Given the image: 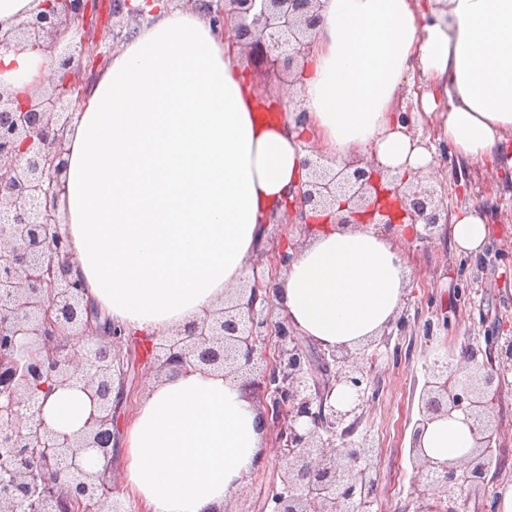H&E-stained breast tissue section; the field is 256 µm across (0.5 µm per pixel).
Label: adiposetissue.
I'll use <instances>...</instances> for the list:
<instances>
[{
	"mask_svg": "<svg viewBox=\"0 0 512 512\" xmlns=\"http://www.w3.org/2000/svg\"><path fill=\"white\" fill-rule=\"evenodd\" d=\"M144 19L89 88L67 134L59 204L82 278L102 314L161 337L236 287L265 215L306 179L317 138L329 165L374 156L421 174L435 150L392 107L418 83L417 115L457 158L512 170V0H322L313 47L295 76L308 124L263 111L235 54L198 10L132 0ZM49 66L37 50L0 48V86L25 95ZM480 209L452 214L451 246L482 251ZM409 271L372 225L317 224L281 280L290 323L322 348H355L394 321ZM49 429L84 428L76 389L38 394ZM462 412L430 423L426 456L475 445ZM260 416L239 382L207 370L153 384L126 433L125 481L152 512H215L263 454Z\"/></svg>",
	"mask_w": 512,
	"mask_h": 512,
	"instance_id": "1",
	"label": "adipose tissue"
}]
</instances>
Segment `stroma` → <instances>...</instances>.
<instances>
[{"label": "stroma", "mask_w": 512, "mask_h": 512, "mask_svg": "<svg viewBox=\"0 0 512 512\" xmlns=\"http://www.w3.org/2000/svg\"><path fill=\"white\" fill-rule=\"evenodd\" d=\"M433 168L442 184L463 186L450 191L449 211L481 206L491 228V242L478 255L457 253L446 231L420 242L394 237L409 269V284L392 324L388 342L374 343L365 362L371 386L359 435L368 436L377 457L371 475L378 487L373 512H417L409 460L418 401L437 358H456L470 348L486 350L489 337L512 338V173L502 174L455 156L436 155ZM130 376L120 423L130 426L143 394L160 377L135 354H128ZM492 406L491 421L500 432L499 460L493 482L512 481V362ZM276 427L264 435L265 457L252 470L246 487L232 501L234 512H271L270 486L277 479Z\"/></svg>", "instance_id": "1"}]
</instances>
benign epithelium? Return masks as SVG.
Segmentation results:
<instances>
[{
  "mask_svg": "<svg viewBox=\"0 0 512 512\" xmlns=\"http://www.w3.org/2000/svg\"><path fill=\"white\" fill-rule=\"evenodd\" d=\"M201 2L219 33L234 22L227 41L262 66L305 58L320 23V0ZM111 3L114 17L141 16L131 0ZM95 5L46 0L36 14L7 29L0 25V48L30 46L55 65L23 98L0 87V512H118L109 470L118 440L114 421L126 393L124 333L88 299L82 279L71 277L73 253L59 232L57 207L71 122L61 108L90 87L71 79V70L86 60L90 69L106 62L100 53H74L61 43L89 26ZM304 166L306 190L282 200L264 223L280 213L307 226L308 212H326L343 226L374 224L393 234L406 222H421V240L448 223L436 186L391 176L373 158L335 168L307 159ZM280 286L275 276H255L216 309L176 328L157 346V372L206 367L265 398L266 417L281 424L272 512H370L377 496L375 448L366 436L354 439L370 389L365 354L304 349L287 315L272 318ZM271 340L278 350L272 360ZM477 355L469 352L467 371L436 365L424 383L409 455L419 497H435L425 512H463L494 463L499 433L489 420L488 390L500 371L492 358L480 363ZM45 377L56 389L80 385L91 405L81 432H55L37 412H21L33 400L34 383ZM339 385L356 393L348 410L328 404ZM455 411L475 422L474 448L458 460L427 457L418 437ZM90 451L106 461L103 470L90 469Z\"/></svg>",
  "mask_w": 512,
  "mask_h": 512,
  "instance_id": "obj_1",
  "label": "benign epithelium"
}]
</instances>
